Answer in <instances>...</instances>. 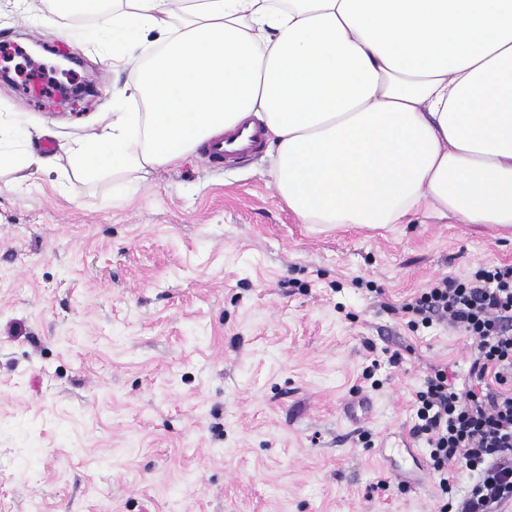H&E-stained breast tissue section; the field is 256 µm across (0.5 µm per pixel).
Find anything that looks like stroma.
<instances>
[{"mask_svg":"<svg viewBox=\"0 0 512 512\" xmlns=\"http://www.w3.org/2000/svg\"><path fill=\"white\" fill-rule=\"evenodd\" d=\"M22 38L93 78L71 111L0 82V113L48 128L51 154L126 75L0 0V46ZM270 167L267 146L234 165L198 150L122 199L63 157L0 173V512H434L411 399L429 365L466 375L472 342L379 302L510 264L512 238L419 216L301 224Z\"/></svg>","mask_w":512,"mask_h":512,"instance_id":"35a3bbf8","label":"stroma"}]
</instances>
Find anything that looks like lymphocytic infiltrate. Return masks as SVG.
I'll return each instance as SVG.
<instances>
[{
	"label": "lymphocytic infiltrate",
	"instance_id": "1",
	"mask_svg": "<svg viewBox=\"0 0 512 512\" xmlns=\"http://www.w3.org/2000/svg\"><path fill=\"white\" fill-rule=\"evenodd\" d=\"M411 329L446 322L472 341L460 376L430 366L413 398V438L424 441L438 481L437 512H502L512 503V264L444 276L399 304ZM474 482L454 498V469Z\"/></svg>",
	"mask_w": 512,
	"mask_h": 512
}]
</instances>
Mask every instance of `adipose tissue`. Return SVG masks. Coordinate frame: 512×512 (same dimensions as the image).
I'll return each instance as SVG.
<instances>
[{"label": "adipose tissue", "instance_id": "adipose-tissue-1", "mask_svg": "<svg viewBox=\"0 0 512 512\" xmlns=\"http://www.w3.org/2000/svg\"><path fill=\"white\" fill-rule=\"evenodd\" d=\"M75 3L127 79L62 143L74 174L144 180L254 115L298 223L512 230V0ZM47 134L0 113V168L53 166Z\"/></svg>", "mask_w": 512, "mask_h": 512}]
</instances>
